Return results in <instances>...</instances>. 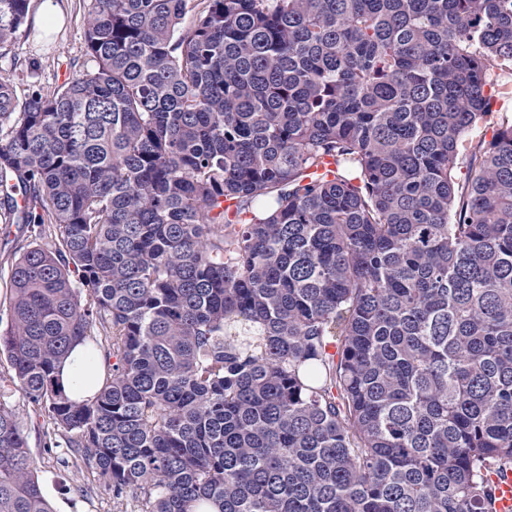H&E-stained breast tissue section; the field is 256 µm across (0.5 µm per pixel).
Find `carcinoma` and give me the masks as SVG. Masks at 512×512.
I'll list each match as a JSON object with an SVG mask.
<instances>
[{"label":"carcinoma","instance_id":"cac0c4a2","mask_svg":"<svg viewBox=\"0 0 512 512\" xmlns=\"http://www.w3.org/2000/svg\"><path fill=\"white\" fill-rule=\"evenodd\" d=\"M28 10L0 0V44ZM85 44L50 95L0 76V222L59 239L11 266L0 381L138 512H490L512 0H90ZM0 512H52L1 402ZM491 78L496 83H505V87L511 91L509 94H499L493 102L497 101L498 105L492 107L493 112H499L500 115L506 116L510 120L512 118V71H501L495 67L491 70ZM85 347L76 346L61 366L59 378L62 387L72 399L82 400L91 396V384L83 377L80 366Z\"/></svg>","mask_w":512,"mask_h":512}]
</instances>
